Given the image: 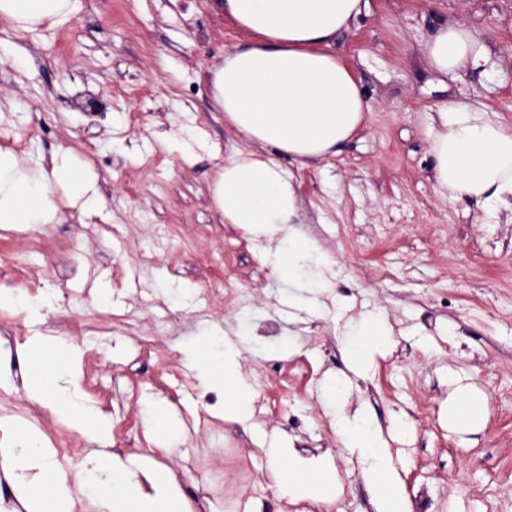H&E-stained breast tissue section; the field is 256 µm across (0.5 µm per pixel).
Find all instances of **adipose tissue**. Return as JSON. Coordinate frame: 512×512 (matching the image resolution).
Here are the masks:
<instances>
[{"label":"adipose tissue","instance_id":"ef3b65f1","mask_svg":"<svg viewBox=\"0 0 512 512\" xmlns=\"http://www.w3.org/2000/svg\"><path fill=\"white\" fill-rule=\"evenodd\" d=\"M77 2L0 0V18L17 31L51 29L74 14ZM213 8L245 38L213 70L212 94L217 110L249 145L219 172L215 203L226 223L267 241L264 261L278 276L311 295H321L328 286L327 259L317 242L297 229L301 206L293 178L271 154H288L303 164L315 161L336 153L364 123L368 102L332 46L338 34L367 10L368 0H215ZM424 50L431 67L447 75L480 69L489 56L470 30L453 23L438 26ZM437 115L430 152L438 185L451 197H475L492 208L511 198L512 132L480 119L464 102L442 105ZM54 182L65 188L70 206L78 208L82 218L101 216L95 183L75 166L70 151L56 152L49 164L33 165L0 149V224L51 223L58 214L50 197ZM386 340L380 315L352 326L346 342L362 353L352 367L355 374L368 370V351ZM68 352L63 343L47 346L33 341L32 370L23 387L95 442L76 475L78 484L87 492L106 494L110 512H183L166 468L145 469L107 451L108 419L59 383L67 373ZM183 353L203 383L223 384L230 416L250 415L239 341L213 327L206 338L186 344ZM346 390V380L332 378L322 391L325 405L337 411L336 431L362 461L377 512H406L396 469L371 419L338 409ZM17 439L22 473L15 481L24 500L37 504V512H72L70 490L56 475V460L35 446L32 433H19ZM275 479L280 492L298 498L327 500L335 490V477L325 469L318 478L306 479L288 465L276 471Z\"/></svg>","mask_w":512,"mask_h":512}]
</instances>
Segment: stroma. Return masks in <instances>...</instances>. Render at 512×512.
<instances>
[{
  "label": "stroma",
  "mask_w": 512,
  "mask_h": 512,
  "mask_svg": "<svg viewBox=\"0 0 512 512\" xmlns=\"http://www.w3.org/2000/svg\"><path fill=\"white\" fill-rule=\"evenodd\" d=\"M488 45L481 74L445 75L424 45L440 21ZM31 59L0 62V147L32 159L70 150L97 180L104 218L60 212L28 237L0 224V289L39 279L53 298L43 318L11 310L0 347L18 343L0 380V428L43 440L62 434L66 475L91 448L65 418L22 389L24 340L42 333L75 352L85 403L112 421L108 449L175 475L186 512H376L361 462L336 433L322 399L326 377L349 381L342 405L366 408L406 498L428 512H512V208L450 198L429 152L438 105L460 100L512 131V0H368L332 47L362 85L370 110L337 154L289 171L304 202L302 232L334 262L320 311H290L292 286L262 254L265 241L225 223L217 172L246 140L212 99L210 68L240 38L211 0H80L65 24L0 40ZM380 312L388 340L370 371L353 375L345 334ZM219 324L250 333L242 372L252 397L276 399L265 418L226 415L225 393L202 386L183 345ZM482 401L465 431L448 426L450 378ZM183 421L156 435L145 404ZM280 438L300 460L338 479L333 500H293L271 489Z\"/></svg>",
  "instance_id": "stroma-1"
}]
</instances>
